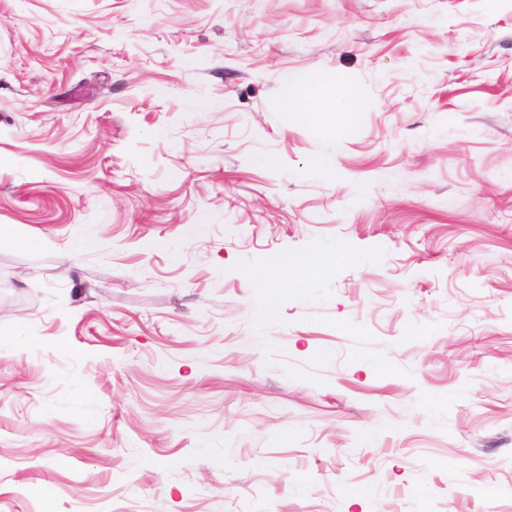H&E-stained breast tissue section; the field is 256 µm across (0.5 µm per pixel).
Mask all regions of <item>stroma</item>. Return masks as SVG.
<instances>
[{
    "label": "stroma",
    "mask_w": 512,
    "mask_h": 512,
    "mask_svg": "<svg viewBox=\"0 0 512 512\" xmlns=\"http://www.w3.org/2000/svg\"><path fill=\"white\" fill-rule=\"evenodd\" d=\"M1 225L0 512H512V0H0ZM337 86L336 76L317 85L288 82L279 106L296 121L312 124L319 137L339 136L351 129L357 114L364 112L367 103L349 90H338ZM332 112L342 113L345 121L343 130L337 134L336 123L326 118ZM310 262L303 258H288L280 262L278 265L268 268L254 270L250 274L260 284L261 288H265V296L254 314L255 325L260 328L270 318L274 311L272 296L286 279L291 275L305 271L310 267Z\"/></svg>",
    "instance_id": "stroma-1"
}]
</instances>
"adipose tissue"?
<instances>
[{
	"label": "adipose tissue",
	"instance_id": "adipose-tissue-1",
	"mask_svg": "<svg viewBox=\"0 0 512 512\" xmlns=\"http://www.w3.org/2000/svg\"><path fill=\"white\" fill-rule=\"evenodd\" d=\"M280 108L301 123L312 124L318 136L335 135L336 125L328 118L329 113H342L346 125H353L358 113L367 104L360 96L348 90H339L335 77H328L317 85L287 84L279 100ZM310 263L303 258H288L278 265L253 271V278L265 290V297L255 314L256 326H263L274 311L272 296L286 277L305 271Z\"/></svg>",
	"mask_w": 512,
	"mask_h": 512
}]
</instances>
